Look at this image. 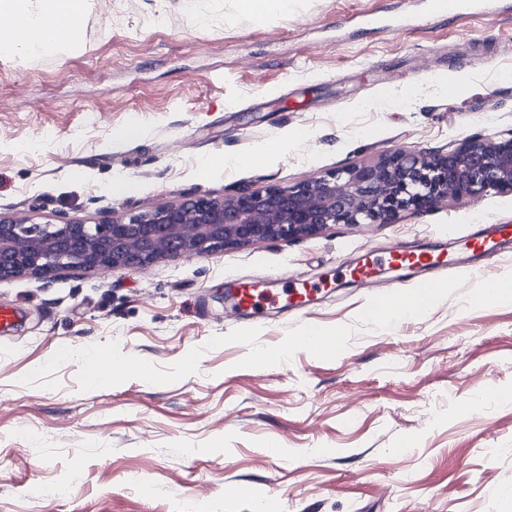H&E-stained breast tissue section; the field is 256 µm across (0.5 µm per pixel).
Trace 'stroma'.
Masks as SVG:
<instances>
[{
	"instance_id": "1",
	"label": "stroma",
	"mask_w": 512,
	"mask_h": 512,
	"mask_svg": "<svg viewBox=\"0 0 512 512\" xmlns=\"http://www.w3.org/2000/svg\"><path fill=\"white\" fill-rule=\"evenodd\" d=\"M473 136L512 138V16L493 10L292 0L258 20L239 0H88L69 47L0 55V214L37 224L291 187ZM480 224H512V193L139 269L0 281V306L18 312L0 328V512H512V403L491 397L512 393V300L475 303L478 272L426 316L370 330L356 317L398 272L349 276L367 251ZM287 275L331 289L258 323L225 310L228 281L278 288ZM300 324L354 333L330 361L300 351L247 368L248 345L228 343L165 385L82 392L73 360L58 388L21 382L64 346L115 340L164 366L215 335L255 326L274 346Z\"/></svg>"
}]
</instances>
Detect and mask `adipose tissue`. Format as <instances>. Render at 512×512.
<instances>
[{
  "label": "adipose tissue",
  "mask_w": 512,
  "mask_h": 512,
  "mask_svg": "<svg viewBox=\"0 0 512 512\" xmlns=\"http://www.w3.org/2000/svg\"><path fill=\"white\" fill-rule=\"evenodd\" d=\"M87 0H0V53L35 56L67 47Z\"/></svg>",
  "instance_id": "ef3b65f1"
}]
</instances>
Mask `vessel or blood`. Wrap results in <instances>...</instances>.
<instances>
[{
    "instance_id": "obj_1",
    "label": "vessel or blood",
    "mask_w": 512,
    "mask_h": 512,
    "mask_svg": "<svg viewBox=\"0 0 512 512\" xmlns=\"http://www.w3.org/2000/svg\"><path fill=\"white\" fill-rule=\"evenodd\" d=\"M469 0H427V11L436 16L455 17L468 6ZM512 242V224H485L472 234L462 238L461 247L453 254L443 248L433 247L419 250H393L383 256L364 255L354 266L350 275L361 282L374 281L382 264L402 269L431 266H448L457 271L469 270L475 263L493 258L498 251ZM319 288L305 281L293 280L286 290L289 307L301 309L317 300ZM232 309L249 311L253 318H261L266 306L275 304L278 295L268 288H256L240 283L225 292Z\"/></svg>"
}]
</instances>
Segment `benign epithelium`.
I'll use <instances>...</instances> for the list:
<instances>
[{"mask_svg":"<svg viewBox=\"0 0 512 512\" xmlns=\"http://www.w3.org/2000/svg\"><path fill=\"white\" fill-rule=\"evenodd\" d=\"M491 191H512V139L470 138L443 154L401 150L294 187L201 196L94 224H34L0 215V280L137 269L162 256H209L312 237L331 224H391L405 211Z\"/></svg>","mask_w":512,"mask_h":512,"instance_id":"benign-epithelium-1","label":"benign epithelium"}]
</instances>
